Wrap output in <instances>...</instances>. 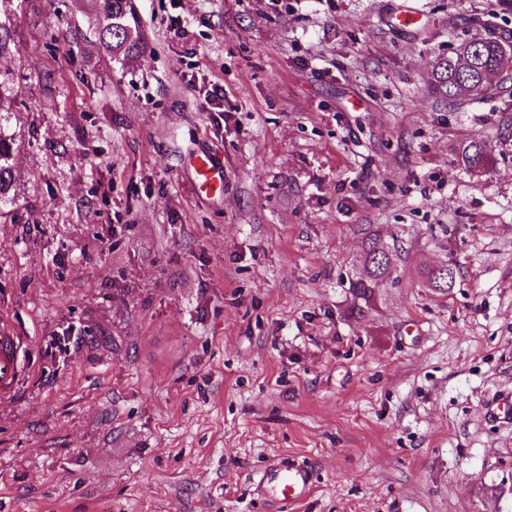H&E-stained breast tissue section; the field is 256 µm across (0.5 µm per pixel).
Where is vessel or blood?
<instances>
[{
  "instance_id": "obj_1",
  "label": "vessel or blood",
  "mask_w": 512,
  "mask_h": 512,
  "mask_svg": "<svg viewBox=\"0 0 512 512\" xmlns=\"http://www.w3.org/2000/svg\"><path fill=\"white\" fill-rule=\"evenodd\" d=\"M195 186L199 193L219 196L224 192V169L209 151L199 150L190 157ZM18 337L0 333V395L11 394L21 372ZM253 491L265 500L272 512H290L312 491L309 466L290 459L273 460L252 480Z\"/></svg>"
}]
</instances>
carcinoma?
<instances>
[{
	"label": "carcinoma",
	"mask_w": 512,
	"mask_h": 512,
	"mask_svg": "<svg viewBox=\"0 0 512 512\" xmlns=\"http://www.w3.org/2000/svg\"><path fill=\"white\" fill-rule=\"evenodd\" d=\"M91 15L86 32L78 36L98 46L112 61L138 57L143 49L136 22L134 0H90ZM13 31L0 27V70L6 68ZM474 62L465 68H456L447 59L437 62L436 90L453 101L462 95L478 96L488 90L484 76L500 68L506 54V42L492 36L472 41ZM14 138L8 133L6 119L0 114V202L8 198L14 180ZM492 163L488 146L476 140L462 143L455 153L454 165L470 172L483 171ZM399 259L398 249L383 240L378 233L367 236L358 269L349 279L353 299L352 311L362 314L377 301L379 288L386 282ZM421 285L434 293H447L456 278L448 279L438 273L435 265H425L420 271Z\"/></svg>",
	"instance_id": "1"
}]
</instances>
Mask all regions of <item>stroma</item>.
Returning <instances> with one entry per match:
<instances>
[{
	"instance_id": "35a3bbf8",
	"label": "stroma",
	"mask_w": 512,
	"mask_h": 512,
	"mask_svg": "<svg viewBox=\"0 0 512 512\" xmlns=\"http://www.w3.org/2000/svg\"><path fill=\"white\" fill-rule=\"evenodd\" d=\"M414 2L406 33L400 0H135L145 49L112 63L70 37L89 0L9 6L0 512H267L275 457L313 470L293 512H512V421L483 412L512 392V81L433 89L512 0ZM371 228L401 256L358 315ZM491 163V151L481 141H466L458 147L455 153L454 165L473 173L485 170ZM195 186L199 193L221 196L224 192V168L209 151L199 150L190 157ZM454 269V277L448 279V274L447 277H443L440 273L437 272V270H439L437 265H424L420 271L422 287L428 288L434 293H448V291L453 288L456 282V266ZM18 336L11 335L2 325L0 334V395L13 392L21 372L20 346Z\"/></svg>"
}]
</instances>
